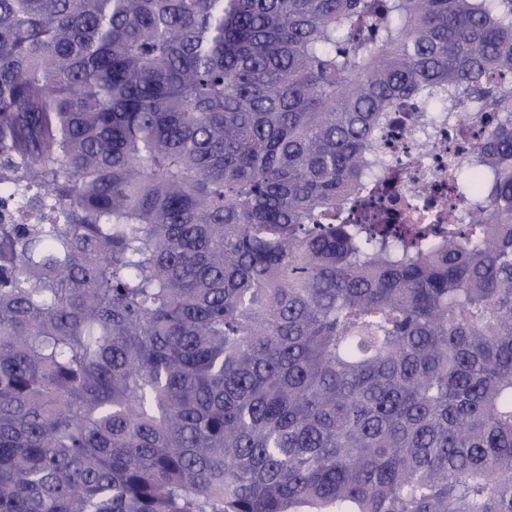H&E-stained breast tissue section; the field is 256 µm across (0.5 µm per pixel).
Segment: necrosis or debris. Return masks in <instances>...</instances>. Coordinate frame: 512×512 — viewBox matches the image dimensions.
<instances>
[{
  "instance_id": "obj_1",
  "label": "necrosis or debris",
  "mask_w": 512,
  "mask_h": 512,
  "mask_svg": "<svg viewBox=\"0 0 512 512\" xmlns=\"http://www.w3.org/2000/svg\"><path fill=\"white\" fill-rule=\"evenodd\" d=\"M494 121L477 97L455 120L424 99L407 101L386 130L380 208L407 213L417 224H442L450 215L456 223H471L467 207L448 210V168L472 158Z\"/></svg>"
}]
</instances>
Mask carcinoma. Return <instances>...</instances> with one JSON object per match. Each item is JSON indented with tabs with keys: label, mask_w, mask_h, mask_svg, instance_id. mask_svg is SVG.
Instances as JSON below:
<instances>
[{
	"label": "carcinoma",
	"mask_w": 512,
	"mask_h": 512,
	"mask_svg": "<svg viewBox=\"0 0 512 512\" xmlns=\"http://www.w3.org/2000/svg\"><path fill=\"white\" fill-rule=\"evenodd\" d=\"M512 0H0V512H512ZM474 222L371 212L410 96Z\"/></svg>",
	"instance_id": "cac0c4a2"
}]
</instances>
